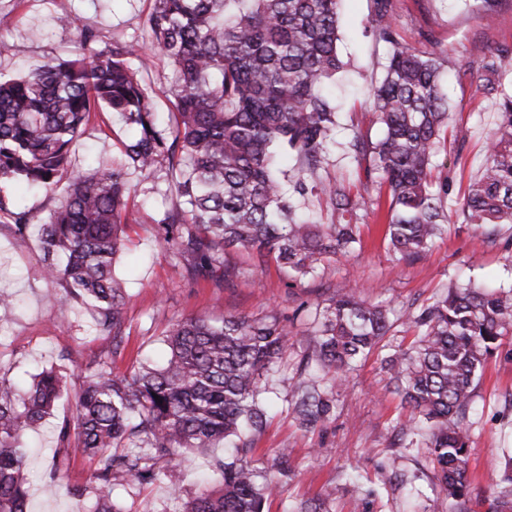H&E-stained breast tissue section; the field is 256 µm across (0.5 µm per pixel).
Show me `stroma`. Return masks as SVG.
Wrapping results in <instances>:
<instances>
[{
  "mask_svg": "<svg viewBox=\"0 0 512 512\" xmlns=\"http://www.w3.org/2000/svg\"><path fill=\"white\" fill-rule=\"evenodd\" d=\"M397 38L418 50L448 55L446 90L450 105L445 133L447 166L441 171L450 186L452 204H459L477 175L485 142L492 131L495 98L477 93L481 65L489 48H512V6L493 23L468 10L465 0H398ZM150 0H0V39L23 45L13 54L0 50V75L20 77L57 58L67 57L75 28L55 26L56 13L67 12L77 26L98 30L103 41L124 39L145 43L144 22ZM370 0H343L337 51L343 63L333 94L339 99L338 124L329 158L319 176L345 181L360 190L363 175L343 153L353 130L378 136L380 127L367 95L383 74L387 50L368 34ZM121 119L104 113L86 126L73 164L111 155L114 136L131 137ZM170 204L164 172L142 181L129 200L136 221L126 229L129 242L116 265L127 281L124 308L125 349L113 356L112 339L93 331V314L72 301L60 306L47 302L54 285L41 273L36 249L20 245L10 226L0 224V293L16 297V305L0 310V378L29 381L42 367L53 365L66 385L54 409L29 430L25 473L30 481L28 512H90L100 484L98 464L88 461L77 444L67 453L70 466L56 493L42 482L58 459V433L74 413L75 396L93 361L108 362L117 374L140 365L161 364L166 347L162 334L178 319L227 315L257 319L277 312L287 320L288 348L269 393L267 425L256 436L253 461L272 470L280 453H287L292 472L278 480L270 512H290L312 499L325 500L329 512H450L427 461L426 447L397 444L398 423L405 416L399 396L389 388L385 361L407 348L416 330L408 323L413 313L432 302L442 289L490 284L512 287V224L499 227L495 242L482 228L454 214L447 233L431 250L411 263L398 261L383 235V215L364 214L359 221L357 248L300 282L289 279L285 266L269 263L262 271L247 265L244 253L232 258L242 274L216 287L209 279L190 278L182 261L166 251L156 219ZM348 284L370 302L383 301L397 319L380 345L359 360L347 378V388L323 426L305 430L287 413L288 398L298 379V364L309 348L307 329L317 303L338 286ZM470 446V478L475 489L470 512H488L494 497L499 452L512 448V339L490 358L475 389L465 420ZM223 443L188 453L174 472L176 489L167 483L141 485L126 479L112 487V500L121 512H180L199 489L203 473L223 457ZM359 475L358 485L346 479Z\"/></svg>",
  "mask_w": 512,
  "mask_h": 512,
  "instance_id": "obj_1",
  "label": "stroma"
}]
</instances>
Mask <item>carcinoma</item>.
Segmentation results:
<instances>
[{
	"instance_id": "obj_1",
	"label": "carcinoma",
	"mask_w": 512,
	"mask_h": 512,
	"mask_svg": "<svg viewBox=\"0 0 512 512\" xmlns=\"http://www.w3.org/2000/svg\"><path fill=\"white\" fill-rule=\"evenodd\" d=\"M340 0H153L146 19L152 47L172 66L165 90L174 111L159 121L133 59L132 41L101 43L79 29L69 56L25 76H0V182L20 181L57 200L36 246L49 301H79L96 312V330L124 350L126 288L114 275L126 247L125 228L138 179L165 171L170 205L158 220L164 247L195 277L216 285L241 274L228 259L245 250L252 266L270 260L292 278L313 276L325 262L359 243L357 220L368 199L343 181L316 179L336 128L338 104L327 88L342 68L337 54ZM504 0H472L481 19ZM397 0H372L376 42L388 47L384 75L369 93L381 133H352L346 152L366 184L387 187L388 248L401 261L432 248L448 223V181L432 176L448 121L442 52H422L396 38ZM495 47L484 57L486 84L497 92L485 160L463 195L471 224H512V79ZM121 115L137 131L117 139L112 159L73 170L72 153L90 117ZM325 200L334 224L298 213L307 196ZM32 211L0 195V224L28 243ZM413 345L386 361L394 392L408 410L402 445L424 437L438 485L449 501L471 500V448L464 425L487 361L512 336V289L446 288L418 313ZM390 310L338 288L316 307L311 354L288 413L304 429L326 423L335 388L356 361L387 335ZM288 324L261 319H178L164 333L160 367L116 376L102 362L87 376L73 421L59 430L61 447L77 441L102 464L93 512H119L112 483L129 476L142 485L172 481L186 451L222 440L233 451L217 461L219 491L204 490L183 512H269L274 481L253 463V436L266 419L261 395L287 349ZM64 387L55 367L34 375L22 391L0 379V512H27L22 438L50 414ZM140 452L133 453L131 449ZM490 512H512V452L505 456Z\"/></svg>"
}]
</instances>
